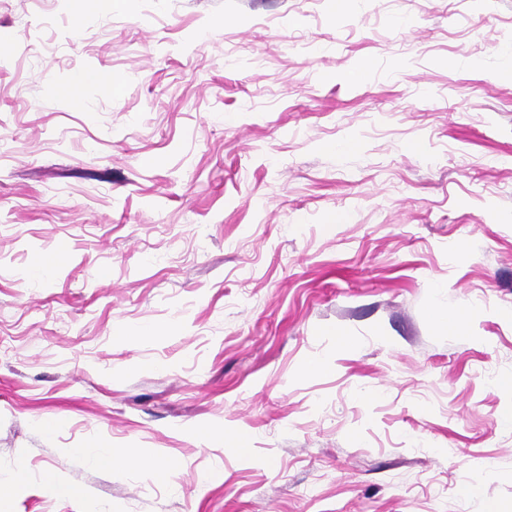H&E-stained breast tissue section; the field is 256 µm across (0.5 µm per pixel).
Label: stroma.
<instances>
[{
    "instance_id": "35a3bbf8",
    "label": "stroma",
    "mask_w": 512,
    "mask_h": 512,
    "mask_svg": "<svg viewBox=\"0 0 512 512\" xmlns=\"http://www.w3.org/2000/svg\"><path fill=\"white\" fill-rule=\"evenodd\" d=\"M0 34V512H512V0H0ZM102 75L96 72H85L78 75L70 84L61 89L63 96L68 98L70 102L77 108L84 106V99L82 97V88L87 84H101L106 83ZM116 459L123 460L132 468H139L143 465L141 459L136 455L121 448H112V445H104L91 456L92 464L98 467H112Z\"/></svg>"
}]
</instances>
